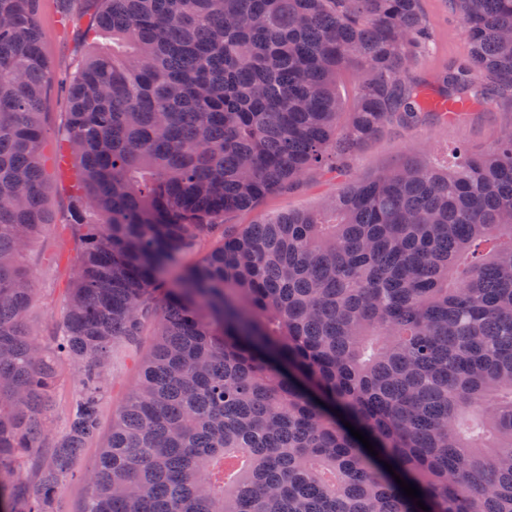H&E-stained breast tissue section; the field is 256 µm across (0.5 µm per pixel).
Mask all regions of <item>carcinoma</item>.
Instances as JSON below:
<instances>
[{
  "label": "carcinoma",
  "instance_id": "carcinoma-1",
  "mask_svg": "<svg viewBox=\"0 0 512 512\" xmlns=\"http://www.w3.org/2000/svg\"><path fill=\"white\" fill-rule=\"evenodd\" d=\"M39 2L0 0L4 512H60L107 352L148 324L79 512H423L394 473L429 512H512V126L318 211L224 223L388 124L443 121L427 90L468 103L461 122L512 96V0H450L470 50L433 83L412 74L420 0H85L112 47L58 80L81 233L51 345L27 332L22 263L52 224ZM61 358L83 392L48 448Z\"/></svg>",
  "mask_w": 512,
  "mask_h": 512
}]
</instances>
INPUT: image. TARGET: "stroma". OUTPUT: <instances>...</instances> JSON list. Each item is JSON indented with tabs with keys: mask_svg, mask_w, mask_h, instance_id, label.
Instances as JSON below:
<instances>
[{
	"mask_svg": "<svg viewBox=\"0 0 512 512\" xmlns=\"http://www.w3.org/2000/svg\"><path fill=\"white\" fill-rule=\"evenodd\" d=\"M422 9L432 33V44L419 56L414 71L431 79L441 73L449 61L467 55L469 44L453 21L448 0H422ZM39 12L44 36V50L57 76H64L85 56L87 33L94 15L81 0H40ZM512 101L501 99L488 110L476 113L465 123L391 127L363 144L355 154L351 178L362 179L389 169L414 154L441 156L458 143L465 142L471 152L483 153L497 141L504 129V113ZM67 100L58 85H51L44 100V165L50 185L47 205L53 222L25 253L24 264L34 277L36 301L31 309L27 330L41 341H49L59 331L63 293L72 280L76 264L77 228L70 223L72 169L58 165L57 149L62 142ZM341 176L329 166L311 171L304 182L289 191L268 195L252 212L225 216L228 224H248L258 218H272L295 210H316L329 196L335 195ZM152 334L142 336L139 344L118 345L108 353V376L99 405L100 424L77 459L73 477L60 488L62 512H79L88 495L84 473L97 459L112 429V414L133 394L140 364L152 346ZM61 381L56 390V411L52 434L60 436L66 426L67 411L78 399L82 375L70 361L59 363Z\"/></svg>",
	"mask_w": 512,
	"mask_h": 512,
	"instance_id": "stroma-1",
	"label": "stroma"
}]
</instances>
